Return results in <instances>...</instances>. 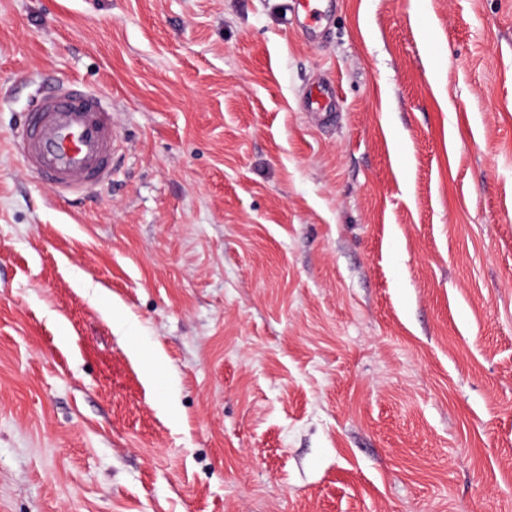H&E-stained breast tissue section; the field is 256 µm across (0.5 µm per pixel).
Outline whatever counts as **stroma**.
I'll return each instance as SVG.
<instances>
[{"mask_svg":"<svg viewBox=\"0 0 512 512\" xmlns=\"http://www.w3.org/2000/svg\"><path fill=\"white\" fill-rule=\"evenodd\" d=\"M329 18L0 0V512H512V0ZM60 81L85 196L11 147ZM119 142L111 104L69 81L39 94L11 136L26 169L59 196L109 181ZM338 95L335 87L327 82L313 83L306 93V110L315 118L336 112Z\"/></svg>","mask_w":512,"mask_h":512,"instance_id":"35a3bbf8","label":"stroma"}]
</instances>
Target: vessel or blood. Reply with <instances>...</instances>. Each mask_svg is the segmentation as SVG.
Here are the masks:
<instances>
[{
    "mask_svg": "<svg viewBox=\"0 0 512 512\" xmlns=\"http://www.w3.org/2000/svg\"><path fill=\"white\" fill-rule=\"evenodd\" d=\"M292 21L314 37L326 13L324 0H292ZM335 87L313 83L306 110L313 117L335 112ZM112 106L77 82H62L39 94L11 136L26 169L61 196L92 193L109 181L119 148Z\"/></svg>",
    "mask_w": 512,
    "mask_h": 512,
    "instance_id": "obj_1",
    "label": "vessel or blood"
}]
</instances>
